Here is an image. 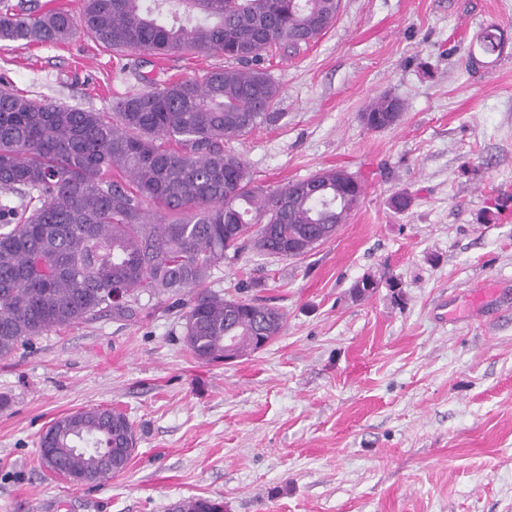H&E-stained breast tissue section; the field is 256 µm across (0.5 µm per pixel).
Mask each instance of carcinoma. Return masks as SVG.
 <instances>
[{"label":"carcinoma","instance_id":"cac0c4a2","mask_svg":"<svg viewBox=\"0 0 512 512\" xmlns=\"http://www.w3.org/2000/svg\"><path fill=\"white\" fill-rule=\"evenodd\" d=\"M340 0H82L79 15L36 0H0V47L63 44L80 33L114 52L153 55L217 50L238 63L126 96L93 112L19 94L0 77V358L50 331L101 314L129 318L143 293L191 294L184 342L203 363L224 361L226 337L243 356L276 339L274 307L203 290L213 269L246 244L288 257L327 242L357 208L363 185L328 169L271 191L252 187L242 158L224 142L274 120L279 85L260 64L273 48L319 39ZM401 99L382 95L365 115L373 130L396 123ZM371 275L351 295H373ZM119 290L122 301L112 300ZM137 443L123 410L98 406L55 420L39 445L56 448L53 474L92 484L123 472L120 451ZM191 497L169 512H219Z\"/></svg>","mask_w":512,"mask_h":512}]
</instances>
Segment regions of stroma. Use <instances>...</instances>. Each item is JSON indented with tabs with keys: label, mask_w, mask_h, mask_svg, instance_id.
I'll return each mask as SVG.
<instances>
[{
	"label": "stroma",
	"mask_w": 512,
	"mask_h": 512,
	"mask_svg": "<svg viewBox=\"0 0 512 512\" xmlns=\"http://www.w3.org/2000/svg\"><path fill=\"white\" fill-rule=\"evenodd\" d=\"M490 27L501 46L486 54ZM264 64L278 118L226 150L266 189L345 170L359 206L306 256L246 250L213 270L207 290L284 312L258 352L196 361L161 290L134 317L0 359V512H168L196 496L226 512H512V0H342L322 37ZM227 65L87 35L0 49L14 90L94 112ZM383 94L401 119L368 129ZM367 274L378 290L354 299ZM99 405L137 427L127 468L81 487L47 473L41 433Z\"/></svg>",
	"instance_id": "obj_1"
}]
</instances>
